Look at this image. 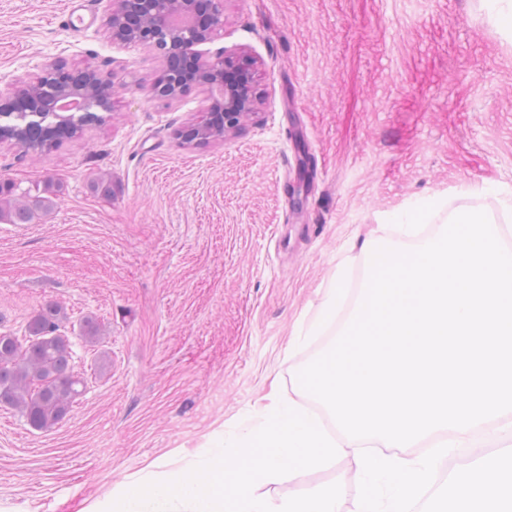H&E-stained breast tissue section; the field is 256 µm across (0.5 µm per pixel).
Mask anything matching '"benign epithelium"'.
Wrapping results in <instances>:
<instances>
[{"label":"benign epithelium","instance_id":"7a95c632","mask_svg":"<svg viewBox=\"0 0 512 512\" xmlns=\"http://www.w3.org/2000/svg\"><path fill=\"white\" fill-rule=\"evenodd\" d=\"M197 0H112L109 23L112 40L122 44L140 45L161 51L165 65L177 69L179 83L170 93L176 97L192 86H205L219 91L211 108L224 107V126L202 129L199 140L239 135L257 115L258 97L255 92V71L250 63L226 52L218 53L208 61L202 60L197 46L211 40L224 25L223 0H207L206 20L196 19ZM196 60V69L190 74L182 71V60ZM28 87L7 99H0V112L18 111L17 102L25 99L26 113L22 117L44 121L58 117L61 107L58 97L30 98ZM112 88L103 95H87L71 108L80 112L95 105L103 112L111 111Z\"/></svg>","mask_w":512,"mask_h":512}]
</instances>
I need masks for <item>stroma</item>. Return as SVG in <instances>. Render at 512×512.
I'll use <instances>...</instances> for the list:
<instances>
[{
	"label": "stroma",
	"instance_id": "stroma-1",
	"mask_svg": "<svg viewBox=\"0 0 512 512\" xmlns=\"http://www.w3.org/2000/svg\"><path fill=\"white\" fill-rule=\"evenodd\" d=\"M85 24H66L68 5ZM109 0H0V91L53 62L94 69L112 109L31 156L0 142V180L57 189L28 224L0 222V333L63 309L84 393L53 427L0 406V512H107L152 463L175 472L226 429L254 426L279 388L318 417L299 371L336 338L313 326L336 271L355 307L362 243L403 245L397 217L434 206L512 220V40L482 0H224L205 57L245 49L256 123L202 145L181 131L207 88L151 94L152 49L112 41ZM112 179L111 194L94 187ZM95 318L97 343L82 339ZM361 449L302 479L259 486L278 500L340 484L355 512Z\"/></svg>",
	"mask_w": 512,
	"mask_h": 512
}]
</instances>
